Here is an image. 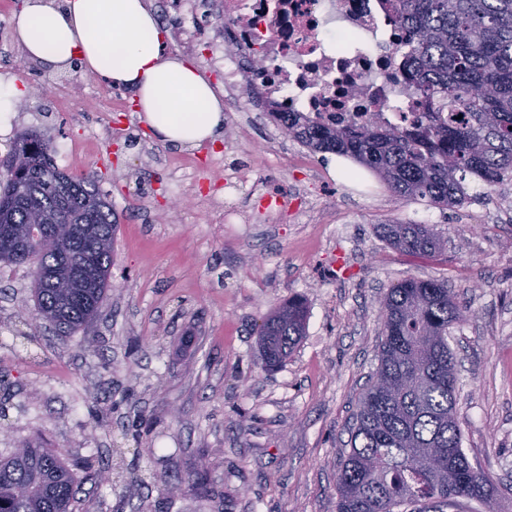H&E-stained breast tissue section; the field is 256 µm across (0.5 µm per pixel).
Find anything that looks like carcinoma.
Returning a JSON list of instances; mask_svg holds the SVG:
<instances>
[{"instance_id": "carcinoma-1", "label": "carcinoma", "mask_w": 512, "mask_h": 512, "mask_svg": "<svg viewBox=\"0 0 512 512\" xmlns=\"http://www.w3.org/2000/svg\"><path fill=\"white\" fill-rule=\"evenodd\" d=\"M414 40L410 84L429 122L413 130L315 124L302 112L277 122L313 152L375 172L409 202L454 207L467 179L494 191L512 185V0H387ZM51 142L26 132L0 160V265L27 266L34 318L71 336L88 329L108 299L117 224L93 175L54 167ZM31 224H60L67 237L29 238ZM397 249L445 248L428 224L382 225ZM376 372L358 401L349 451L336 480V512H444L459 500L489 505L494 486L462 448L457 371L448 328L466 310L443 283L404 279L381 298ZM301 298L264 319L260 343L277 366L306 334ZM79 483L53 448L25 441L0 458V512H72Z\"/></svg>"}]
</instances>
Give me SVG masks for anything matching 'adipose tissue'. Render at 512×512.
<instances>
[{
    "mask_svg": "<svg viewBox=\"0 0 512 512\" xmlns=\"http://www.w3.org/2000/svg\"><path fill=\"white\" fill-rule=\"evenodd\" d=\"M13 26L32 60L54 69L76 63L135 88L141 118L164 140L193 147L223 124L213 88L170 49L146 0H23Z\"/></svg>",
    "mask_w": 512,
    "mask_h": 512,
    "instance_id": "1",
    "label": "adipose tissue"
}]
</instances>
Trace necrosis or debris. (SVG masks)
<instances>
[{"label": "necrosis or debris", "mask_w": 512, "mask_h": 512, "mask_svg": "<svg viewBox=\"0 0 512 512\" xmlns=\"http://www.w3.org/2000/svg\"><path fill=\"white\" fill-rule=\"evenodd\" d=\"M224 86L249 78L266 112L326 124L426 121L409 85L408 32L385 0H207Z\"/></svg>", "instance_id": "4bbe7bcc"}]
</instances>
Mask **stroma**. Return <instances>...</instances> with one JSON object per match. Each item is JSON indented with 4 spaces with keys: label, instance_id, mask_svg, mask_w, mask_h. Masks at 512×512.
<instances>
[{
    "label": "stroma",
    "instance_id": "35a3bbf8",
    "mask_svg": "<svg viewBox=\"0 0 512 512\" xmlns=\"http://www.w3.org/2000/svg\"><path fill=\"white\" fill-rule=\"evenodd\" d=\"M0 17V85L19 91L0 126V159L20 134L51 157L98 138L74 175L96 173L118 228L107 305L88 333L59 336L30 318L27 267L0 270V457L40 439L74 463V512H336L346 429L378 364L380 298L413 277L447 283L467 306L448 344L459 372L462 446L495 487L491 512H512V186L470 184L460 206L401 200L351 162L288 137L238 88L222 95L217 139L161 140L116 87L84 69L27 58L13 33L19 0ZM79 84L83 121L52 90ZM245 180L226 200L224 175ZM286 202L262 209L260 196ZM429 224L445 251L393 248L383 224ZM306 301V334L268 369L258 332L289 298ZM207 472V491L170 492Z\"/></svg>",
    "mask_w": 512,
    "mask_h": 512
}]
</instances>
